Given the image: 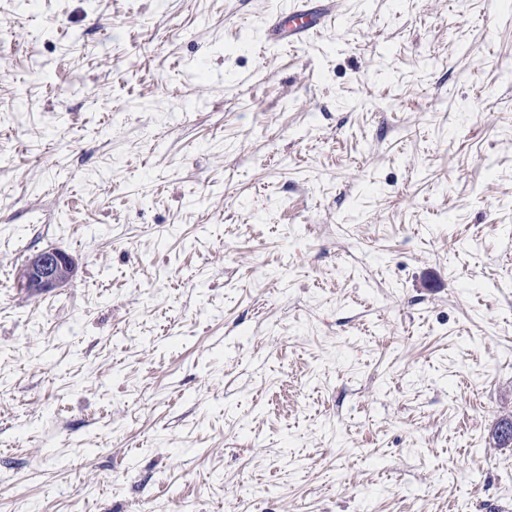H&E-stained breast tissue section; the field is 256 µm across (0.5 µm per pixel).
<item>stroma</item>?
I'll return each instance as SVG.
<instances>
[{"mask_svg":"<svg viewBox=\"0 0 512 512\" xmlns=\"http://www.w3.org/2000/svg\"><path fill=\"white\" fill-rule=\"evenodd\" d=\"M291 2L0 0V512H512V11ZM337 7V0H296L287 12L270 19L268 30L273 36L288 33L298 43L335 22ZM73 269V260L65 251L57 248L41 250L25 262L24 288L35 294L49 293L62 286Z\"/></svg>","mask_w":512,"mask_h":512,"instance_id":"35a3bbf8","label":"stroma"}]
</instances>
